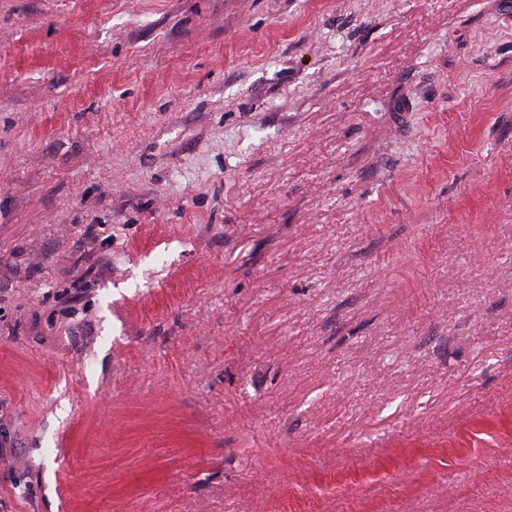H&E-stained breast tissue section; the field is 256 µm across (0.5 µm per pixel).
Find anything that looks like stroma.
<instances>
[{
    "mask_svg": "<svg viewBox=\"0 0 512 512\" xmlns=\"http://www.w3.org/2000/svg\"><path fill=\"white\" fill-rule=\"evenodd\" d=\"M0 512H512V0H0Z\"/></svg>",
    "mask_w": 512,
    "mask_h": 512,
    "instance_id": "stroma-1",
    "label": "stroma"
}]
</instances>
